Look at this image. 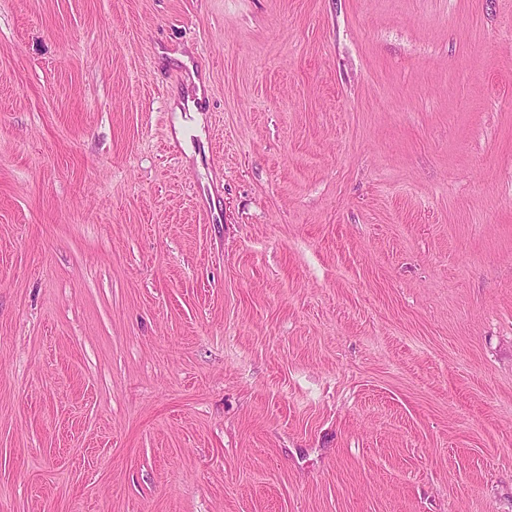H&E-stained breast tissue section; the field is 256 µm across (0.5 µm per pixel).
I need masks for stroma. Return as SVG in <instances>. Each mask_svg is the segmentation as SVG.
Here are the masks:
<instances>
[{"label": "stroma", "instance_id": "obj_1", "mask_svg": "<svg viewBox=\"0 0 512 512\" xmlns=\"http://www.w3.org/2000/svg\"><path fill=\"white\" fill-rule=\"evenodd\" d=\"M0 512H512V0H0Z\"/></svg>", "mask_w": 512, "mask_h": 512}]
</instances>
